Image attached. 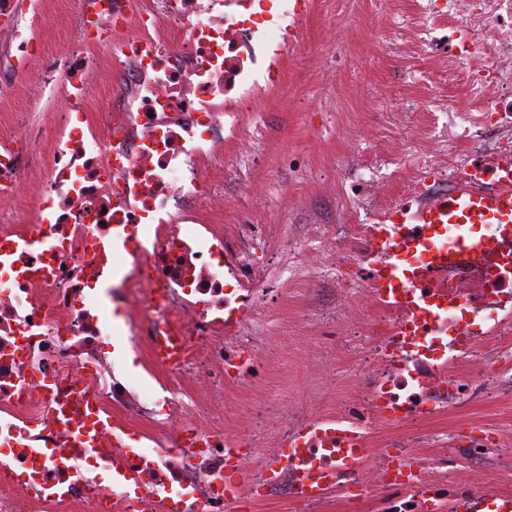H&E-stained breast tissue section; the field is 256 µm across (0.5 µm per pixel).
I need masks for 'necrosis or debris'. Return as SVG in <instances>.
Masks as SVG:
<instances>
[{"instance_id":"obj_1","label":"necrosis or debris","mask_w":512,"mask_h":512,"mask_svg":"<svg viewBox=\"0 0 512 512\" xmlns=\"http://www.w3.org/2000/svg\"><path fill=\"white\" fill-rule=\"evenodd\" d=\"M270 0H82L77 42L35 51L44 0H0V68L21 69L24 98H60L55 119L0 118V512H454L487 467L512 470V436H459L450 413L494 401L512 369V289L476 266L443 271L433 292L456 304L407 312L371 286L361 217L381 185L367 180L335 236L314 224L316 281L335 283L315 337L346 350L347 384L270 408L268 424L228 423L224 392L254 386L275 286L259 256L299 250L278 225L224 237L225 106L244 87L272 20ZM409 43L463 85L470 125L449 129L463 155L423 153L424 199L460 186L475 157L512 145V0H415ZM124 74L83 107L102 61ZM497 141L483 138L485 128ZM29 210L25 223L9 215ZM141 301L133 349L181 339L154 357L158 390L114 375L108 305ZM355 337L337 335L352 302ZM97 433L99 450L86 444ZM115 475L104 482L103 473ZM321 481L318 495L301 485Z\"/></svg>"}]
</instances>
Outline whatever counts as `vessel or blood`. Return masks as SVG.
<instances>
[{
    "label": "vessel or blood",
    "mask_w": 512,
    "mask_h": 512,
    "mask_svg": "<svg viewBox=\"0 0 512 512\" xmlns=\"http://www.w3.org/2000/svg\"><path fill=\"white\" fill-rule=\"evenodd\" d=\"M500 171L510 186L487 195L459 187L416 212L397 207L374 224L367 254L372 260V285L380 295L409 307L419 301L434 268L451 266L496 249V263L512 267V161ZM493 226L496 236L482 229Z\"/></svg>",
    "instance_id": "1"
}]
</instances>
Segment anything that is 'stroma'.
<instances>
[{
    "label": "stroma",
    "mask_w": 512,
    "mask_h": 512,
    "mask_svg": "<svg viewBox=\"0 0 512 512\" xmlns=\"http://www.w3.org/2000/svg\"><path fill=\"white\" fill-rule=\"evenodd\" d=\"M316 2L275 67L259 69L249 106L239 114L240 138L225 146L224 195L231 201L225 229L246 216L261 227L284 225L299 241L307 224L338 226L369 162L388 183V198L403 200L393 172H414L418 152L438 149L448 136L447 113L431 115L425 106L438 91L458 94V86L432 72L427 53L409 57L401 50L412 0ZM329 50L342 71L333 89L319 74ZM243 141L255 147L246 163L238 153ZM311 277L307 270L278 280L271 308L288 320L268 326L269 366L255 388L237 395L247 406L300 396L330 369L347 375L344 362L321 353L310 334L308 310L336 294L327 283L311 287ZM448 424L463 436L492 425L512 428V391L451 415Z\"/></svg>",
    "instance_id": "stroma-1"
}]
</instances>
